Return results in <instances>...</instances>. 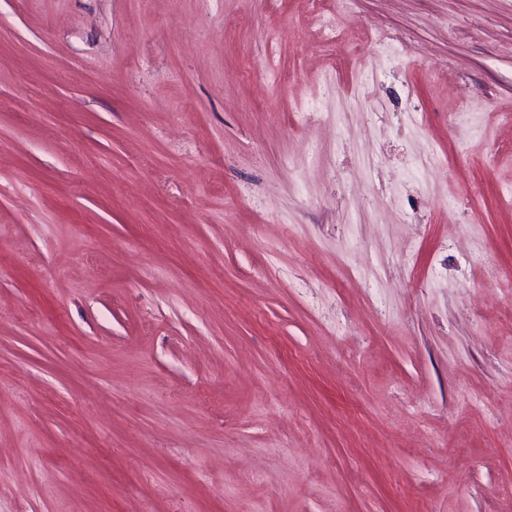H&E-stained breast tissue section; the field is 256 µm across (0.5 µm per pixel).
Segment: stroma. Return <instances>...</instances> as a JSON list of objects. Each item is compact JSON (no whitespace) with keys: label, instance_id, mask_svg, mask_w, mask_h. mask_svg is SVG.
I'll use <instances>...</instances> for the list:
<instances>
[{"label":"stroma","instance_id":"35a3bbf8","mask_svg":"<svg viewBox=\"0 0 512 512\" xmlns=\"http://www.w3.org/2000/svg\"><path fill=\"white\" fill-rule=\"evenodd\" d=\"M512 0H0V512H512Z\"/></svg>","mask_w":512,"mask_h":512}]
</instances>
